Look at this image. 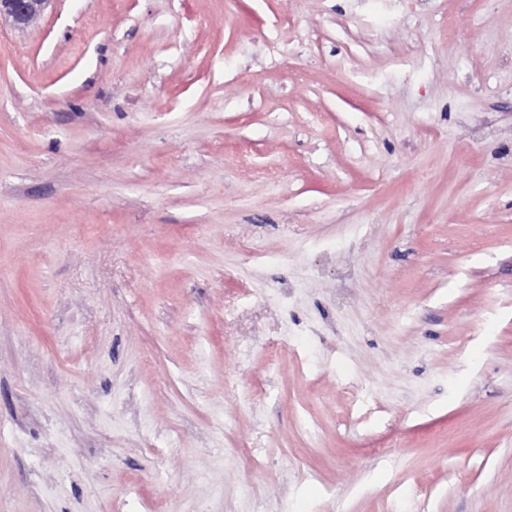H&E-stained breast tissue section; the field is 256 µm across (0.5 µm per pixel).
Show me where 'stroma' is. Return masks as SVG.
<instances>
[{
	"label": "stroma",
	"instance_id": "obj_1",
	"mask_svg": "<svg viewBox=\"0 0 512 512\" xmlns=\"http://www.w3.org/2000/svg\"><path fill=\"white\" fill-rule=\"evenodd\" d=\"M512 512V0H54L0 24V512Z\"/></svg>",
	"mask_w": 512,
	"mask_h": 512
}]
</instances>
